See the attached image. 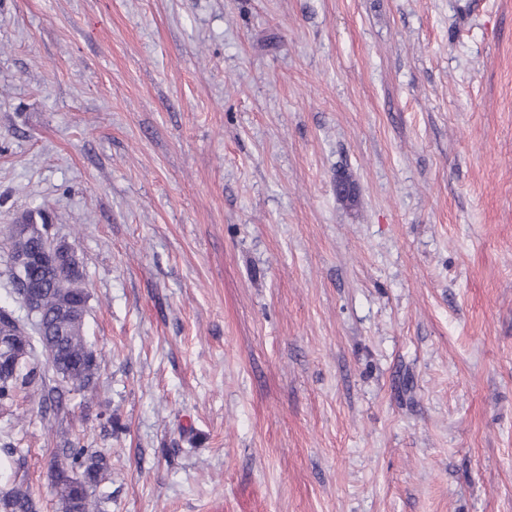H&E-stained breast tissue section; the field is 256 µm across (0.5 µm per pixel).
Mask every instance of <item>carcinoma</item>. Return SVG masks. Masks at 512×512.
<instances>
[{"label": "carcinoma", "mask_w": 512, "mask_h": 512, "mask_svg": "<svg viewBox=\"0 0 512 512\" xmlns=\"http://www.w3.org/2000/svg\"><path fill=\"white\" fill-rule=\"evenodd\" d=\"M43 284L35 325L22 323L14 327L12 341L22 360L0 372V406L14 401L18 392L28 393L42 415L56 409L61 401L59 388L49 391L43 386L42 374L32 361L40 351L45 361L62 370L60 384L71 391H88L96 387L99 356L93 355L81 321L87 306L85 275L80 271H54L34 268L27 274ZM65 466L55 474L60 512H105L109 496L98 488L108 472L104 455L91 451V445L79 438L66 441L62 448ZM0 512H37L31 495L22 489L0 491Z\"/></svg>", "instance_id": "cac0c4a2"}]
</instances>
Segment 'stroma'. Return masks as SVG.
Returning <instances> with one entry per match:
<instances>
[{
    "label": "stroma",
    "mask_w": 512,
    "mask_h": 512,
    "mask_svg": "<svg viewBox=\"0 0 512 512\" xmlns=\"http://www.w3.org/2000/svg\"><path fill=\"white\" fill-rule=\"evenodd\" d=\"M38 208L102 361L0 489L58 512L67 435L108 512H512V0H0Z\"/></svg>",
    "instance_id": "obj_1"
}]
</instances>
